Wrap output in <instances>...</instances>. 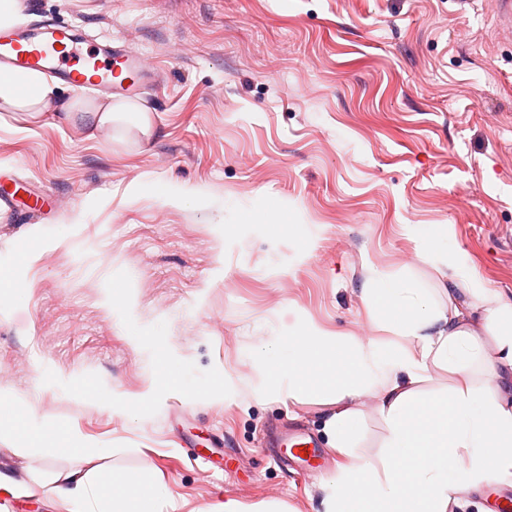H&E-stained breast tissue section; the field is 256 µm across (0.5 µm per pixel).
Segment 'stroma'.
I'll return each instance as SVG.
<instances>
[{
	"mask_svg": "<svg viewBox=\"0 0 512 512\" xmlns=\"http://www.w3.org/2000/svg\"><path fill=\"white\" fill-rule=\"evenodd\" d=\"M52 18L159 80L136 95L145 135L0 108V186L22 190L0 222V461L28 487L0 512H73L50 492L67 469L150 470L167 512H324L342 457L305 473L267 441L293 424L326 449L336 406L252 399L255 361L306 323L389 341L362 298L372 267L446 302L413 224L512 296V36L495 0H26L25 23ZM169 184L186 197L160 198ZM276 210L286 223L265 222ZM157 374L193 394L150 397ZM220 380L233 400L209 398ZM31 405L55 433L29 430ZM352 408L377 461L376 401ZM71 434L97 453L17 452ZM499 495L512 476L448 512H494Z\"/></svg>",
	"mask_w": 512,
	"mask_h": 512,
	"instance_id": "obj_1",
	"label": "stroma"
}]
</instances>
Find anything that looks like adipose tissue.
I'll use <instances>...</instances> for the list:
<instances>
[{"label":"adipose tissue","instance_id":"obj_1","mask_svg":"<svg viewBox=\"0 0 512 512\" xmlns=\"http://www.w3.org/2000/svg\"><path fill=\"white\" fill-rule=\"evenodd\" d=\"M57 85L32 69L0 74V107L40 113L57 96ZM68 116L94 128L129 121L151 128L147 109L136 102H94L73 96ZM446 304L424 289L372 272L368 303L378 305L384 327L399 340L382 354L375 343L338 336L315 326L289 337L275 367L258 363L251 395L259 401L296 397L302 367L323 362L319 383L328 385L336 405L325 422L328 444L350 458L331 483L325 512H448L456 493L512 475V298L490 288L470 269L458 249L434 255ZM492 337L487 354L482 335ZM445 367L457 380L447 398L418 399L416 387L429 366ZM377 401L388 435L386 453L365 464L349 403ZM52 492L82 512H164L166 495L148 471H121L105 480L79 470L53 472Z\"/></svg>","mask_w":512,"mask_h":512}]
</instances>
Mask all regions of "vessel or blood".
<instances>
[{"label":"vessel or blood","mask_w":512,"mask_h":512,"mask_svg":"<svg viewBox=\"0 0 512 512\" xmlns=\"http://www.w3.org/2000/svg\"><path fill=\"white\" fill-rule=\"evenodd\" d=\"M38 69L53 74L76 90L104 96H131L148 74L125 47L104 44L82 53L72 26L46 21L0 29V70ZM284 450L312 470L320 469L321 453L300 437L283 442Z\"/></svg>","instance_id":"1"}]
</instances>
